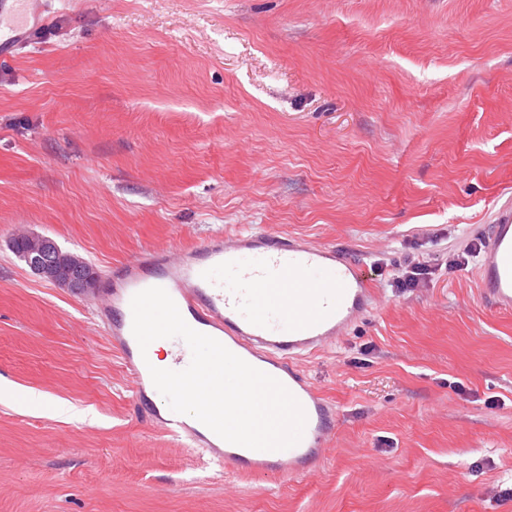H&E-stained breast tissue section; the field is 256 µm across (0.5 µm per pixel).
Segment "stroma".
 I'll return each mask as SVG.
<instances>
[{
	"instance_id": "35a3bbf8",
	"label": "stroma",
	"mask_w": 512,
	"mask_h": 512,
	"mask_svg": "<svg viewBox=\"0 0 512 512\" xmlns=\"http://www.w3.org/2000/svg\"><path fill=\"white\" fill-rule=\"evenodd\" d=\"M512 197V0H55L0 63V512H512V312L446 268ZM267 228L374 267L301 363L339 413L308 477L240 478L134 410L93 295L148 246ZM430 260L412 292L396 268ZM29 246L23 252L26 264L39 276L54 285L78 293H89L95 288V273L80 268L60 266L57 258L58 245L51 239L27 234Z\"/></svg>"
}]
</instances>
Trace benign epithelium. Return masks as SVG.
I'll return each mask as SVG.
<instances>
[{
    "label": "benign epithelium",
    "mask_w": 512,
    "mask_h": 512,
    "mask_svg": "<svg viewBox=\"0 0 512 512\" xmlns=\"http://www.w3.org/2000/svg\"><path fill=\"white\" fill-rule=\"evenodd\" d=\"M29 246L23 252L26 264L39 276L54 285L78 293L94 290L95 273L80 268H68L59 265L58 245L51 239L40 235H28Z\"/></svg>",
    "instance_id": "benign-epithelium-1"
}]
</instances>
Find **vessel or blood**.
<instances>
[{"instance_id":"vessel-or-blood-1","label":"vessel or blood","mask_w":512,"mask_h":512,"mask_svg":"<svg viewBox=\"0 0 512 512\" xmlns=\"http://www.w3.org/2000/svg\"><path fill=\"white\" fill-rule=\"evenodd\" d=\"M41 2L0 0V61L32 44L46 22ZM475 283L480 302L512 311L511 198L492 214ZM156 286L168 292L190 327L279 380L299 401L306 423L297 444L252 450L169 408L132 332V297ZM379 296L361 264L334 246L285 231L239 229L199 245L151 249L120 264L97 293V315L126 369L134 405L147 406L154 427L240 475L306 476L331 451L338 411L298 362L338 342L376 309Z\"/></svg>"}]
</instances>
